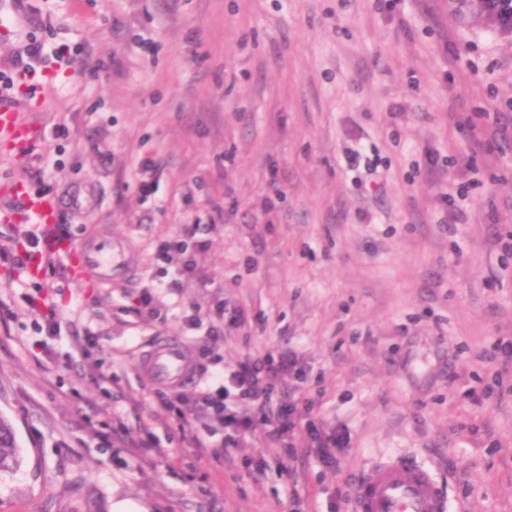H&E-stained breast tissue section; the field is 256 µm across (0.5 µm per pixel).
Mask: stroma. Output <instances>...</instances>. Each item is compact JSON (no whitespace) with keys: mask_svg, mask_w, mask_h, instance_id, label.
I'll list each match as a JSON object with an SVG mask.
<instances>
[{"mask_svg":"<svg viewBox=\"0 0 512 512\" xmlns=\"http://www.w3.org/2000/svg\"><path fill=\"white\" fill-rule=\"evenodd\" d=\"M10 73L30 38L90 52L93 69L35 63L8 98L37 135L0 139V208L13 186L61 202L67 248L46 277L13 266L22 225L0 223V417L16 463L0 512H329L371 464L413 456L449 512H512V34L465 0H6ZM376 160L378 173L345 163ZM157 171L144 190L140 164ZM450 193L455 209L439 197ZM209 224L205 283L171 287L159 244ZM99 237L132 259L111 285L74 282L71 247ZM55 294H48V287ZM150 305H143V298ZM59 323L47 336L43 312ZM225 364L293 349L302 413L343 433L338 461L298 482L255 434L207 455L159 420L141 357L218 306ZM110 367V382L86 369ZM490 399L471 389L487 384Z\"/></svg>","mask_w":512,"mask_h":512,"instance_id":"obj_1","label":"stroma"}]
</instances>
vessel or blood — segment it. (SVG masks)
I'll return each instance as SVG.
<instances>
[{
	"mask_svg": "<svg viewBox=\"0 0 512 512\" xmlns=\"http://www.w3.org/2000/svg\"><path fill=\"white\" fill-rule=\"evenodd\" d=\"M0 138L25 152L34 138V127L21 119L18 110L0 104ZM18 197L29 220L52 225L57 221L53 197L19 189ZM82 273L99 284L112 281L114 269L123 266L122 252L111 242L81 243ZM143 367L159 384L183 387L192 384L196 371L184 342L175 336L164 339L146 355ZM350 512H448V495L434 471L411 457L391 458L370 465L354 482Z\"/></svg>",
	"mask_w": 512,
	"mask_h": 512,
	"instance_id": "b4317fda",
	"label": "vessel or blood"
}]
</instances>
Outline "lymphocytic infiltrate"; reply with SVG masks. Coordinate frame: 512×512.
<instances>
[{
    "mask_svg": "<svg viewBox=\"0 0 512 512\" xmlns=\"http://www.w3.org/2000/svg\"><path fill=\"white\" fill-rule=\"evenodd\" d=\"M199 232V225H182L174 236L159 246V258L173 266L178 278L195 276L190 248ZM286 374L300 382L306 379L303 358L297 351L246 356L225 367L213 383L193 394L161 398V409L182 422L200 423L203 435L192 438L199 448L204 447L206 438L218 435L223 436L225 445L232 446L258 431L275 442L284 441L289 433L296 431L305 435L311 446L301 452L293 447L286 448L287 458L315 455L325 461L333 460L332 450L340 445V437H324L315 420L299 418L293 396L277 394L276 387Z\"/></svg>",
    "mask_w": 512,
    "mask_h": 512,
    "instance_id": "1",
    "label": "lymphocytic infiltrate"
}]
</instances>
